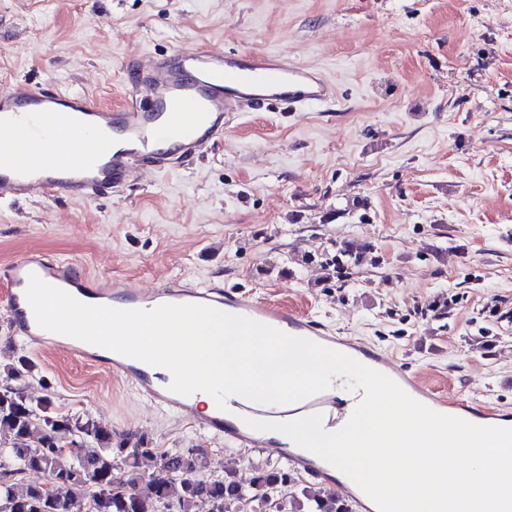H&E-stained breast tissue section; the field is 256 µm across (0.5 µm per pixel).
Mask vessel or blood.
I'll return each mask as SVG.
<instances>
[{"label": "vessel or blood", "instance_id": "1", "mask_svg": "<svg viewBox=\"0 0 512 512\" xmlns=\"http://www.w3.org/2000/svg\"><path fill=\"white\" fill-rule=\"evenodd\" d=\"M125 71L126 96L112 107L86 94L27 82L0 90V203L51 195L85 201L122 188L139 172H166L179 159L214 145L236 113L256 112L271 102L302 112L336 101V89L324 74L274 52L176 49L147 60L129 58ZM33 274L93 305L151 309L165 303H201L287 329L293 336L313 340L323 334L308 315L234 288H188L175 282L131 288L88 277L66 260L37 253L0 267V284L7 289L0 304L11 318L14 335L41 348L66 345L77 357L125 376L149 401L166 409L192 411V399L161 387L146 370L130 365L126 356H102L100 347L38 326L26 298ZM362 356L364 365L388 375L433 410L462 419L475 413L488 426L497 418L493 411L476 412L463 400L436 395L404 363L368 350ZM228 403L234 420H225L218 409L200 419V428L235 447L262 449L302 473L320 476L310 459L287 454L284 444L266 440L247 422H290L318 414L328 430L342 418L340 396L321 392L274 407L241 396L229 397Z\"/></svg>", "mask_w": 512, "mask_h": 512}]
</instances>
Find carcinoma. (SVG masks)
Here are the masks:
<instances>
[{"label":"carcinoma","instance_id":"carcinoma-1","mask_svg":"<svg viewBox=\"0 0 512 512\" xmlns=\"http://www.w3.org/2000/svg\"><path fill=\"white\" fill-rule=\"evenodd\" d=\"M41 428L37 445L28 444ZM156 460V473L147 489H138L139 462ZM205 457L194 451L165 452L148 446L143 438L122 440L112 447V432L91 420L63 417L51 411L47 399L33 403L24 392L0 388V512H71L72 499L83 497L90 512H160V505L177 501L180 512H192L206 499L211 512H283L280 496L293 479L278 470L258 473L245 488L231 472L206 480L200 472ZM38 472L54 483L50 497L44 484L24 482ZM296 512H351L347 502L306 487Z\"/></svg>","mask_w":512,"mask_h":512}]
</instances>
